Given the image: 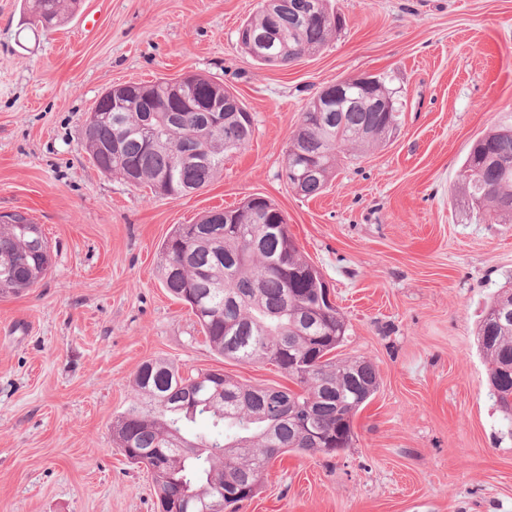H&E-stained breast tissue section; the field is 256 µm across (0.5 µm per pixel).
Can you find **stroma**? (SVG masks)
<instances>
[{
	"label": "stroma",
	"instance_id": "35a3bbf8",
	"mask_svg": "<svg viewBox=\"0 0 512 512\" xmlns=\"http://www.w3.org/2000/svg\"><path fill=\"white\" fill-rule=\"evenodd\" d=\"M258 2L81 0L44 31L0 0V212L40 224L52 251L44 279L0 298V512H158L150 474L112 441L143 361L288 387L212 351L158 276L175 225L254 195L287 217L346 317L340 355L370 360L379 388L351 448L278 455L239 512H512V432L476 338L512 286V223H474L460 191L471 147L512 112V0H330L342 29L287 67L237 42ZM189 73L236 90L249 143L183 196L102 174L82 147L100 95ZM363 75L400 90L399 127L302 197L282 176L300 113Z\"/></svg>",
	"mask_w": 512,
	"mask_h": 512
}]
</instances>
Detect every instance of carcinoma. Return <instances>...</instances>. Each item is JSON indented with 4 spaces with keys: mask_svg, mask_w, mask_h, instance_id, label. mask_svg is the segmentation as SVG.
Masks as SVG:
<instances>
[{
    "mask_svg": "<svg viewBox=\"0 0 512 512\" xmlns=\"http://www.w3.org/2000/svg\"><path fill=\"white\" fill-rule=\"evenodd\" d=\"M79 0H32L28 24L43 30L60 24ZM342 19L328 0H260L238 29V44L257 62L285 66L324 48ZM392 99L389 112L358 103L331 112H311L307 103L286 151L288 168L300 176L290 185L304 197L321 194L341 161L399 127L397 91L378 82ZM233 93L199 76L187 85L184 112L173 120L168 86L157 81L135 87L124 111L88 127L83 148L101 172L152 194L180 196L209 185L224 158L252 138L254 119L246 107L224 109L218 128L194 107ZM120 142L119 154L112 143ZM461 191L472 215L498 224L512 214V113L504 112L476 141L463 162ZM209 211L194 224H179L163 241L159 272L163 288L191 307L211 348L241 364L270 363L296 385L280 390L242 383L220 371L185 373L166 359L142 363L131 381L127 408L112 422V438L125 457L151 472L160 512H183L188 501L217 512L253 498L271 459L288 451L339 454L351 447L353 417L376 393L379 375L364 358L343 359V314L325 299L320 271L301 253L287 219L273 204L245 202L232 210ZM40 225L20 213L0 220V295L38 283L51 265ZM512 297L503 288L486 305L477 327L491 395L512 423V322L492 315ZM220 387L224 401L207 403ZM199 417L209 431L197 434ZM311 422L322 432L316 444L302 431Z\"/></svg>",
    "mask_w": 512,
    "mask_h": 512,
    "instance_id": "1",
    "label": "carcinoma"
}]
</instances>
